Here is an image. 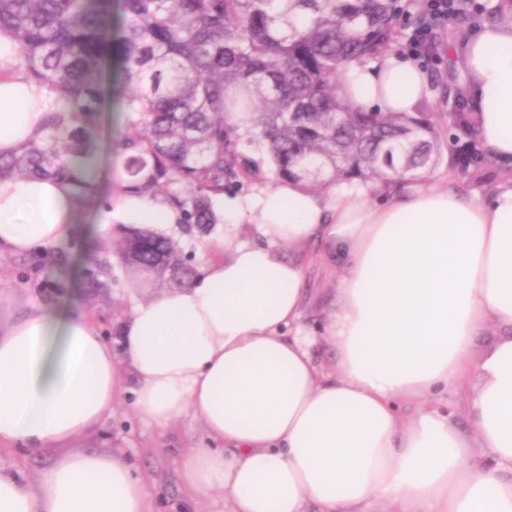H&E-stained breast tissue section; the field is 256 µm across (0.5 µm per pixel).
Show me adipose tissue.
Instances as JSON below:
<instances>
[{"label":"adipose tissue","instance_id":"ef3b65f1","mask_svg":"<svg viewBox=\"0 0 512 512\" xmlns=\"http://www.w3.org/2000/svg\"><path fill=\"white\" fill-rule=\"evenodd\" d=\"M468 94L483 144L512 157V8L468 41ZM351 102L413 112L429 81L388 56L350 64ZM46 89L0 83V150L34 136ZM224 258L188 285L135 303L113 348L88 315L39 307L0 331V446L70 442L110 414L123 366L132 407L164 427L190 416L214 445L178 464L190 508L222 493L229 512H512V186L478 198L418 183L369 203L277 183L231 198ZM254 215L260 244L237 241ZM68 183L0 180V251L60 245L73 229ZM140 216L167 225L161 200L125 196L97 230ZM319 244L339 275L337 311L306 331L308 276L283 246ZM495 337L480 357L485 326ZM325 342V371L310 348ZM455 391L471 430L435 404ZM0 512H159L120 452L69 455L29 479L0 469Z\"/></svg>","mask_w":512,"mask_h":512}]
</instances>
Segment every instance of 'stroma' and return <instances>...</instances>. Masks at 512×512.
<instances>
[{
    "label": "stroma",
    "mask_w": 512,
    "mask_h": 512,
    "mask_svg": "<svg viewBox=\"0 0 512 512\" xmlns=\"http://www.w3.org/2000/svg\"><path fill=\"white\" fill-rule=\"evenodd\" d=\"M128 118L125 112L103 113L93 130L98 150L92 169L98 194L105 200L124 194L126 173L121 139ZM100 212V207L92 203L76 207L72 234L48 255H0L1 329L30 311L34 304L42 303L69 314H90L114 343L132 304L165 290L162 281L140 288L131 284L118 256L119 235L104 237L94 231ZM164 232L177 242L182 257L190 259L196 268H203L208 259L224 253L223 225H216L204 238L183 235L176 225L165 227ZM293 254L309 268L305 325L315 328L327 324L337 308L338 279L322 269L318 244L296 248ZM98 256L111 264L110 279L104 288L93 285L98 274L94 259ZM123 385L125 391L111 415L103 417L86 434L71 443L49 448H1L0 468L21 470L32 477L72 453L118 448L152 479L162 512H181L185 492L177 474V462L188 449L208 448L212 442L197 422L187 420L167 427L141 422L130 406L131 374H124Z\"/></svg>",
    "instance_id": "35a3bbf8"
}]
</instances>
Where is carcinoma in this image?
Returning <instances> with one entry per match:
<instances>
[{"mask_svg": "<svg viewBox=\"0 0 512 512\" xmlns=\"http://www.w3.org/2000/svg\"><path fill=\"white\" fill-rule=\"evenodd\" d=\"M0 0V34L16 73L50 93L39 134L0 152V177H55L73 199L97 189L90 133L108 100L137 115L124 138L127 193L162 197L186 233L210 234L214 198L270 166L275 179L328 192L388 186L448 168L455 186L512 176L479 136L465 85L446 124L425 101L415 112L366 111L344 91L355 61L391 53L418 61L430 90L448 91L444 50L454 23L495 14L472 0L442 17L428 0ZM120 259L137 285L178 288L196 275L174 240L148 227L123 232Z\"/></svg>", "mask_w": 512, "mask_h": 512, "instance_id": "obj_1", "label": "carcinoma"}]
</instances>
